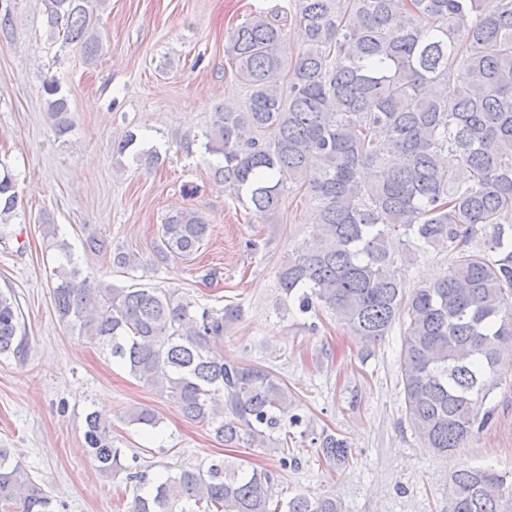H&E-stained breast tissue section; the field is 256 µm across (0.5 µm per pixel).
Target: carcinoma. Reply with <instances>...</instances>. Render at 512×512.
<instances>
[{
	"mask_svg": "<svg viewBox=\"0 0 512 512\" xmlns=\"http://www.w3.org/2000/svg\"><path fill=\"white\" fill-rule=\"evenodd\" d=\"M93 0H41L49 38L81 46L91 62L102 43L90 30ZM305 43L288 65L279 19L256 14L231 33L227 53L251 88L243 112L214 113L205 149L224 155L220 176L253 212L272 219L293 187L318 208L314 241L288 252L277 272L279 310L333 311L374 344L401 326L405 416L426 447L444 455L493 419L486 406L512 368V0H296ZM290 74L288 89L280 84ZM44 93L58 133L73 126L55 81ZM18 205L11 175H0V223ZM210 224L184 207L161 225L158 253L195 255ZM65 259L51 285L59 320L109 348L138 381L165 393L184 417L227 447L283 452L288 428L307 427L288 386L267 368L220 357L209 343L242 318L239 305L201 307L177 291L117 286L81 277ZM89 251L133 270L137 256L101 236ZM448 253L445 274L406 290L418 255ZM19 306L0 293V355L18 354ZM144 430L155 411L124 413ZM340 468L350 447L334 432L314 438ZM84 448L106 477L134 484L129 512H272L279 473L232 460L155 477L121 461L112 423L85 416ZM58 512V504L0 448V507ZM284 512H341L331 497L276 502ZM448 512H512V478L492 469L458 470Z\"/></svg>",
	"mask_w": 512,
	"mask_h": 512,
	"instance_id": "obj_1",
	"label": "carcinoma"
}]
</instances>
